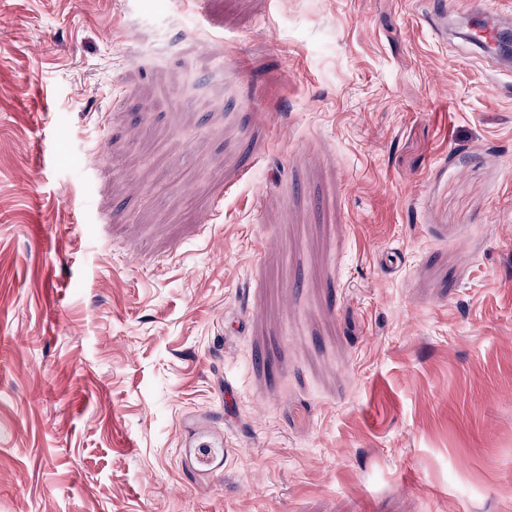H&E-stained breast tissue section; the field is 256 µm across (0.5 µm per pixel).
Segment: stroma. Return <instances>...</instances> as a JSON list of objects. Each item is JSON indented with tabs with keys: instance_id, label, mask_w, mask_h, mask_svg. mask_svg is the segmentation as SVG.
<instances>
[{
	"instance_id": "stroma-1",
	"label": "stroma",
	"mask_w": 512,
	"mask_h": 512,
	"mask_svg": "<svg viewBox=\"0 0 512 512\" xmlns=\"http://www.w3.org/2000/svg\"><path fill=\"white\" fill-rule=\"evenodd\" d=\"M471 15L0 0V512H512Z\"/></svg>"
}]
</instances>
